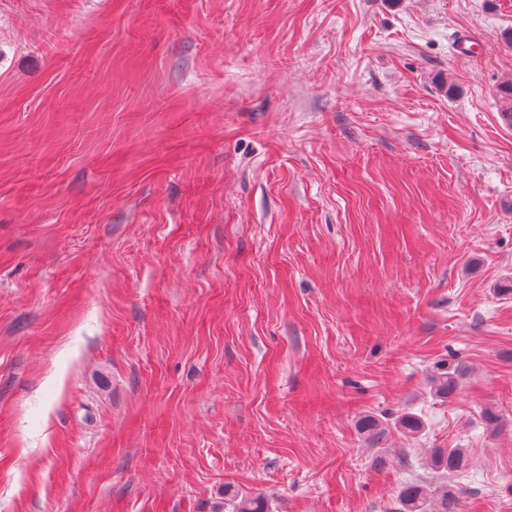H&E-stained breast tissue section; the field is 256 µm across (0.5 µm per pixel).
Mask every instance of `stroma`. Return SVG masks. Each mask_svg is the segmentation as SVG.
<instances>
[{
    "mask_svg": "<svg viewBox=\"0 0 512 512\" xmlns=\"http://www.w3.org/2000/svg\"><path fill=\"white\" fill-rule=\"evenodd\" d=\"M511 30L512 0H0V512H512ZM434 393L440 398L452 397L459 388L458 380L454 372L447 367L439 369L434 377ZM430 462L434 469L456 476L467 471L469 457L462 448H435ZM397 505L395 512H459L461 506L456 491H432L417 483H408L399 489Z\"/></svg>",
    "mask_w": 512,
    "mask_h": 512,
    "instance_id": "1",
    "label": "stroma"
}]
</instances>
